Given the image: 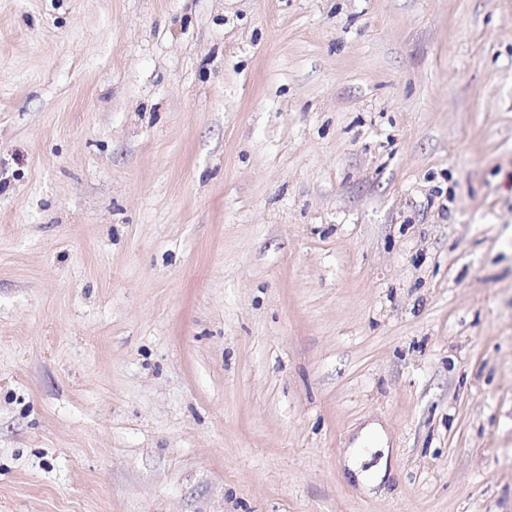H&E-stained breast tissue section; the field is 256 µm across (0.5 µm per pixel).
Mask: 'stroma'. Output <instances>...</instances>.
<instances>
[{
    "instance_id": "1",
    "label": "stroma",
    "mask_w": 512,
    "mask_h": 512,
    "mask_svg": "<svg viewBox=\"0 0 512 512\" xmlns=\"http://www.w3.org/2000/svg\"><path fill=\"white\" fill-rule=\"evenodd\" d=\"M0 512H512V0H0Z\"/></svg>"
}]
</instances>
